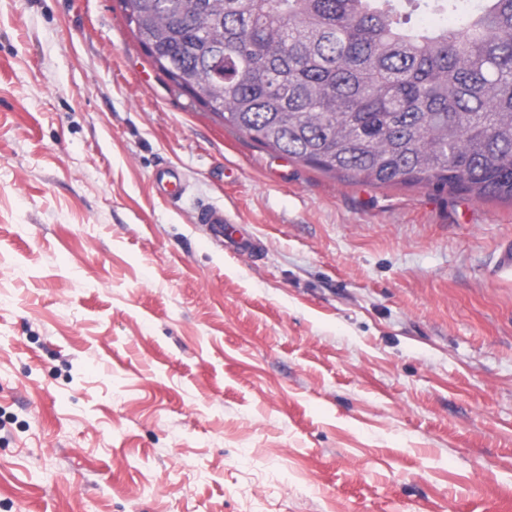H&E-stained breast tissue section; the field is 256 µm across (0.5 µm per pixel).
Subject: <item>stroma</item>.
Segmentation results:
<instances>
[{
	"mask_svg": "<svg viewBox=\"0 0 512 512\" xmlns=\"http://www.w3.org/2000/svg\"><path fill=\"white\" fill-rule=\"evenodd\" d=\"M510 240L226 127L119 0H0V512H512ZM153 182L160 194L172 198L181 196L184 189L180 172L177 168L168 164H161L156 167L153 173ZM198 221L200 224H209L216 237L233 243L237 253L251 256L257 254L258 242L242 232L224 216L223 208L209 206L201 209L198 213Z\"/></svg>",
	"mask_w": 512,
	"mask_h": 512,
	"instance_id": "obj_1",
	"label": "stroma"
}]
</instances>
